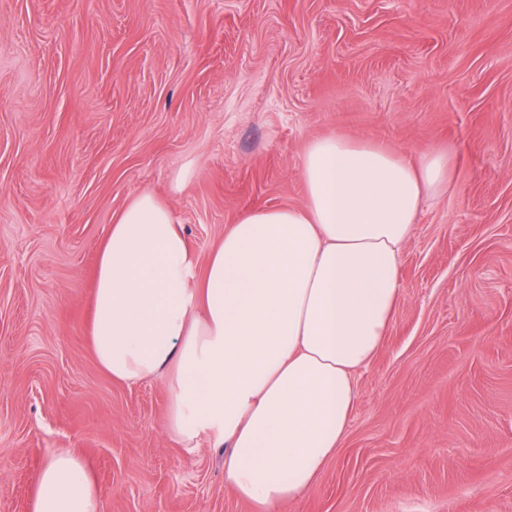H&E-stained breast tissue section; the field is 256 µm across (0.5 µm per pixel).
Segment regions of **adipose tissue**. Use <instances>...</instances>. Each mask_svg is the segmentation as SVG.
<instances>
[{
	"mask_svg": "<svg viewBox=\"0 0 512 512\" xmlns=\"http://www.w3.org/2000/svg\"><path fill=\"white\" fill-rule=\"evenodd\" d=\"M453 169L442 152L409 160L371 140L314 139L304 204L245 212L203 266L174 211L139 193L99 254V365L122 382L164 379L173 439L192 448L211 433L225 485L259 512L301 501L346 435L356 372L389 334L402 248ZM31 512H99L79 457L41 470Z\"/></svg>",
	"mask_w": 512,
	"mask_h": 512,
	"instance_id": "1",
	"label": "adipose tissue"
}]
</instances>
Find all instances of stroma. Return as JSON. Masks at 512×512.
Instances as JSON below:
<instances>
[{"instance_id":"stroma-1","label":"stroma","mask_w":512,"mask_h":512,"mask_svg":"<svg viewBox=\"0 0 512 512\" xmlns=\"http://www.w3.org/2000/svg\"><path fill=\"white\" fill-rule=\"evenodd\" d=\"M336 133L448 151L455 182L341 447L281 512H512V0H0V512L62 451L100 512H256L210 434L169 437L163 381L100 368L98 252L149 191L207 259L244 212L303 205V150Z\"/></svg>"}]
</instances>
